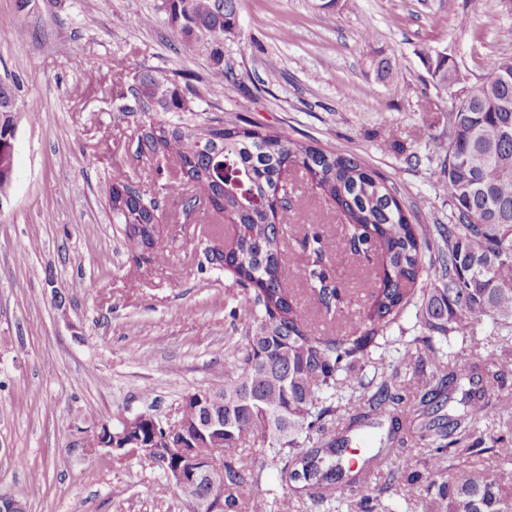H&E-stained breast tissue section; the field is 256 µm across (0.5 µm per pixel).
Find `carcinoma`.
I'll use <instances>...</instances> for the list:
<instances>
[{"instance_id": "cac0c4a2", "label": "carcinoma", "mask_w": 512, "mask_h": 512, "mask_svg": "<svg viewBox=\"0 0 512 512\" xmlns=\"http://www.w3.org/2000/svg\"><path fill=\"white\" fill-rule=\"evenodd\" d=\"M155 14L196 52L210 59L202 78L207 93H218L232 76L224 71L222 43L235 34L237 0H157ZM455 65L439 56L432 75L437 85ZM467 108L448 119V141H436L444 153L448 223L413 224L394 189L355 154L294 141L260 126L221 119H186L177 125L152 112L195 114L194 98L176 80L150 72L134 76L128 91L112 98V111L126 118L141 113L136 124L137 153L156 164L157 172L173 169L163 185V198L185 209L223 200L218 212L233 226L224 243V270L245 291H252L241 314L249 324L247 343H230L228 358L238 373L215 388L224 400L207 413L224 419V440L203 443L195 457L223 461L211 470L201 492L223 498V512H294L288 492L268 500L261 490L263 473L273 469L283 484L304 475L308 496L315 502H348L352 512H388L369 486L359 499L350 487L374 468L388 463L394 449L379 448L361 464H342L344 437L333 438L306 452L301 438L325 431L326 423L342 420L336 395L352 389V372L408 306L426 334L412 340L406 354L438 360L433 334L447 339L473 320L490 319L512 328V56L497 63L486 80L467 87ZM17 131L14 97L0 85V188L14 173L12 146ZM302 171L313 189L343 217L342 235L331 242L312 226L294 223V172ZM112 223L127 243L145 235L147 224L161 219V202L145 194L140 182L125 178L112 183L106 197ZM438 230L440 241L433 238ZM300 256L294 275L310 290L316 308L330 319L344 316L352 303L329 267L338 248L356 257L366 271L380 270V284L337 335L316 334L307 311L282 287L290 267L286 243ZM435 251V261L425 254ZM472 351L448 355V375L434 381L415 377L410 388L418 397L406 410L394 378L383 376L367 402L348 399L346 406H367L358 417L391 415L388 439L418 431L414 441L424 450L426 472H388L404 498L443 471L426 512H512V448L503 440L485 446L478 424L503 413L502 398L492 404L473 393L460 400L462 413L439 425L435 433L417 430L416 421L429 409L453 401L459 384L471 378ZM261 448L262 457L242 453ZM489 452L498 464L484 466L477 457ZM307 463L303 473L290 464ZM353 478L341 480L343 470Z\"/></svg>"}]
</instances>
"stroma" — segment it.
<instances>
[{"instance_id":"1","label":"stroma","mask_w":512,"mask_h":512,"mask_svg":"<svg viewBox=\"0 0 512 512\" xmlns=\"http://www.w3.org/2000/svg\"><path fill=\"white\" fill-rule=\"evenodd\" d=\"M156 0H0V84L17 110L14 176L0 195V494L25 512H191L162 471L138 458L103 459L94 480L67 449L82 431L151 412L175 417L184 395L236 374L224 348L243 343L247 295L224 272L197 271L219 218L166 203L167 246L136 260L106 206L113 181L133 176L158 194L167 181L136 153L133 120L111 101L140 71L193 82L209 68L155 17ZM471 23L459 27L458 16ZM512 0H239L224 40L238 83L199 103L247 123L359 156L394 187L417 223L448 221L442 153L452 92L432 77L456 62L462 87L512 56ZM391 72H382V64ZM43 114L29 123L26 109ZM391 129L395 146L384 145ZM297 214L329 239L335 208L296 181ZM422 330L408 307L352 374L358 397L377 367L399 380L421 364L404 355ZM489 319L436 345L495 351Z\"/></svg>"}]
</instances>
